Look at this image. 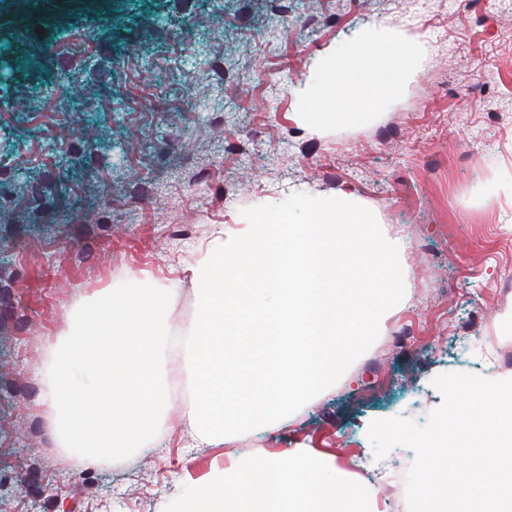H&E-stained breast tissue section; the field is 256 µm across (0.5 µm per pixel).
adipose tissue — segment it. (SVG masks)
<instances>
[{"instance_id": "1", "label": "adipose tissue", "mask_w": 512, "mask_h": 512, "mask_svg": "<svg viewBox=\"0 0 512 512\" xmlns=\"http://www.w3.org/2000/svg\"><path fill=\"white\" fill-rule=\"evenodd\" d=\"M411 67L408 51L387 43L355 46L330 58L316 108L320 116L348 122L379 109L398 89ZM174 512H378L376 495L366 486L341 482L335 466L315 462L298 448L282 462L246 464L237 481L217 476L185 484Z\"/></svg>"}]
</instances>
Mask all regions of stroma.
<instances>
[{"instance_id": "stroma-1", "label": "stroma", "mask_w": 512, "mask_h": 512, "mask_svg": "<svg viewBox=\"0 0 512 512\" xmlns=\"http://www.w3.org/2000/svg\"><path fill=\"white\" fill-rule=\"evenodd\" d=\"M0 0V512H172L184 483L296 448L405 512V446L444 373L512 376V0ZM421 48L380 111L313 125L327 59L388 36ZM351 192L399 248L405 296L336 384L295 413L196 447L169 395L150 449L72 469L51 452L49 369L76 309L130 281L197 317L198 263L242 209ZM91 194L68 228L65 197Z\"/></svg>"}]
</instances>
